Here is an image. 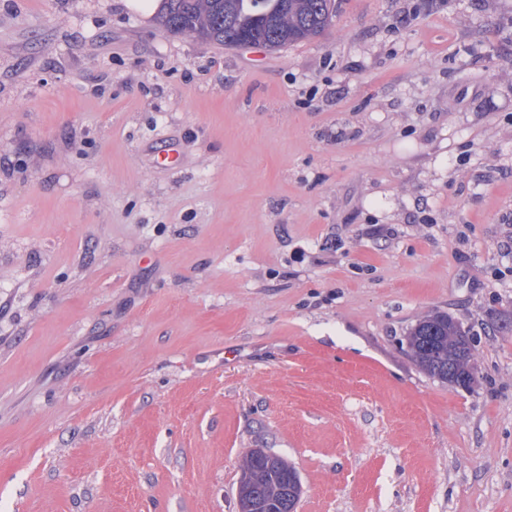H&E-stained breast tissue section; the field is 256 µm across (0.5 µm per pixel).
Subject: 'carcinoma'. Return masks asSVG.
I'll use <instances>...</instances> for the list:
<instances>
[{
    "label": "carcinoma",
    "instance_id": "obj_1",
    "mask_svg": "<svg viewBox=\"0 0 512 512\" xmlns=\"http://www.w3.org/2000/svg\"><path fill=\"white\" fill-rule=\"evenodd\" d=\"M336 13V0H163L159 25L168 33H191L225 47L249 40L276 50L321 35ZM415 364L424 372L454 385L476 372L473 339L447 314L417 321L407 336ZM241 466L253 476L267 509L286 512L290 477L295 469L281 458L269 465L252 455Z\"/></svg>",
    "mask_w": 512,
    "mask_h": 512
}]
</instances>
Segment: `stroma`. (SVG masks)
Instances as JSON below:
<instances>
[{
    "mask_svg": "<svg viewBox=\"0 0 512 512\" xmlns=\"http://www.w3.org/2000/svg\"><path fill=\"white\" fill-rule=\"evenodd\" d=\"M278 51L0 0V512H512V0ZM451 315L477 381L406 337ZM254 456L276 462L279 456L263 448H253L250 450ZM251 454L243 458L242 470L247 469L251 472L255 487L263 503L269 504L268 509H259L253 512H283L288 511L291 504L288 502L290 497V480L293 472L297 473L292 465L284 458H280L276 463L267 465L260 459L254 458Z\"/></svg>",
    "mask_w": 512,
    "mask_h": 512,
    "instance_id": "obj_1",
    "label": "stroma"
}]
</instances>
